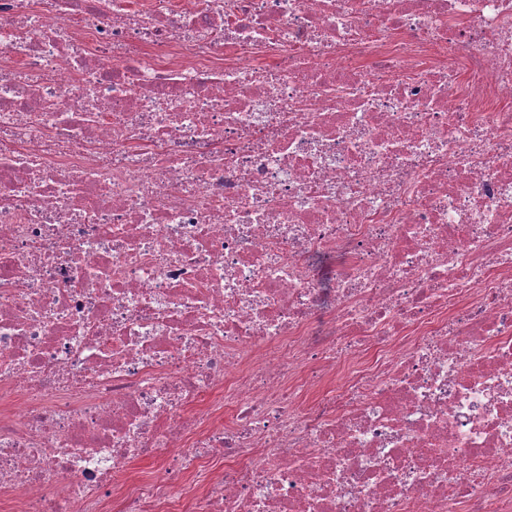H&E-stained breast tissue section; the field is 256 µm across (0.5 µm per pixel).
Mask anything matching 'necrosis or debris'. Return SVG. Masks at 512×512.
<instances>
[{
  "instance_id": "1",
  "label": "necrosis or debris",
  "mask_w": 512,
  "mask_h": 512,
  "mask_svg": "<svg viewBox=\"0 0 512 512\" xmlns=\"http://www.w3.org/2000/svg\"><path fill=\"white\" fill-rule=\"evenodd\" d=\"M0 495L512 512V0H0ZM134 474L140 479L165 481L168 477L164 468L151 456L138 459L132 465Z\"/></svg>"
}]
</instances>
